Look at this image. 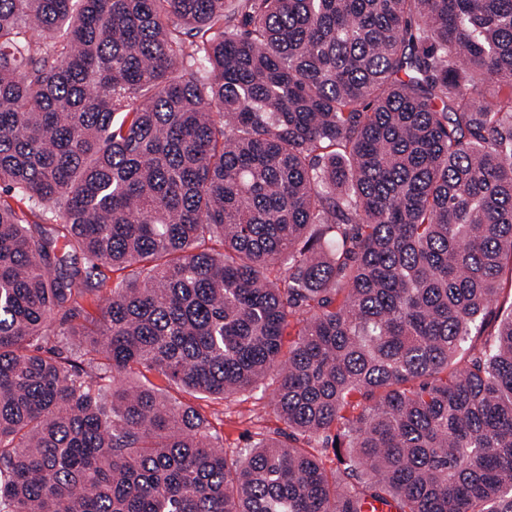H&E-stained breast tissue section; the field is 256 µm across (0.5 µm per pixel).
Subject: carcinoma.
Instances as JSON below:
<instances>
[{"label":"carcinoma","mask_w":512,"mask_h":512,"mask_svg":"<svg viewBox=\"0 0 512 512\" xmlns=\"http://www.w3.org/2000/svg\"><path fill=\"white\" fill-rule=\"evenodd\" d=\"M2 194L0 512H512V0H0ZM510 277V273L506 269L499 286L497 300L492 305L481 327V336H469L466 347L470 345L479 346L481 340L497 331L501 319L509 313L510 304L512 303V280ZM140 379L166 389L183 403L200 406L210 422L207 440L224 448L229 456L236 455L262 435L276 436V431L288 434V428L274 410L270 389L260 388L225 400L202 401L157 373H147V380Z\"/></svg>","instance_id":"1"}]
</instances>
